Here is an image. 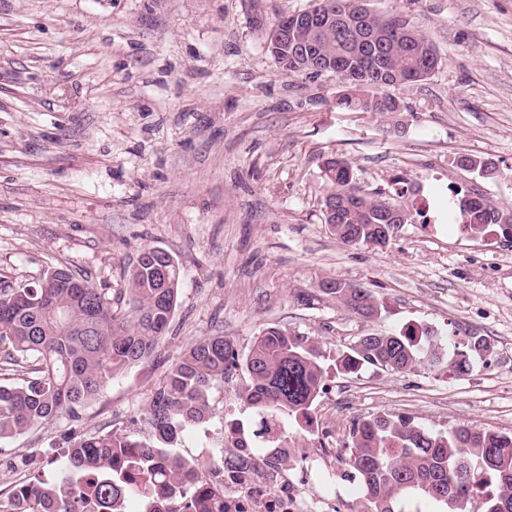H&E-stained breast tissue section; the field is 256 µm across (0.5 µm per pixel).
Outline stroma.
<instances>
[{
  "label": "stroma",
  "instance_id": "1",
  "mask_svg": "<svg viewBox=\"0 0 512 512\" xmlns=\"http://www.w3.org/2000/svg\"><path fill=\"white\" fill-rule=\"evenodd\" d=\"M311 0H0V279L28 283L51 268L123 288L146 248L180 268L178 306L154 354L116 376L78 417L0 442V494L52 480L59 451L95 434L151 436L149 403L194 343L221 336L246 354L277 324L329 357L360 337L431 327L481 336L491 349L469 374L374 366L328 371L313 424L285 421L303 458L280 479L324 512H364L347 465L358 422L405 415L431 431L459 425L512 434V243L470 237L450 186L512 205V0H367L433 44L427 80L392 88L401 109L347 112L332 73L284 75L262 20ZM491 160L484 179L459 157ZM356 185L421 216L383 248L347 246L323 217L328 158ZM368 290L364 320L321 290ZM234 375L177 453L208 471L235 459L225 429L253 426Z\"/></svg>",
  "mask_w": 512,
  "mask_h": 512
}]
</instances>
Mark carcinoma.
<instances>
[{"instance_id":"carcinoma-1","label":"carcinoma","mask_w":512,"mask_h":512,"mask_svg":"<svg viewBox=\"0 0 512 512\" xmlns=\"http://www.w3.org/2000/svg\"><path fill=\"white\" fill-rule=\"evenodd\" d=\"M332 15L325 27L298 26L292 40L272 54L281 71L308 74L295 59L305 48L330 60L332 73H350L336 94L339 109L388 114L400 110L389 90L426 80L438 68L433 46L397 15H378L362 0H313ZM329 198H346L339 217L324 218L347 245L385 247L394 228L386 217L395 209L400 223L414 215L379 195L353 186L350 164L325 163ZM452 205L467 231L489 230L512 241V208L489 201L473 188H450ZM180 270L173 257L163 263L146 248L131 270L128 287L115 294L94 287L67 268L46 271L25 284L0 282V364L29 365L27 376L0 382V441L62 415L76 418L112 378L149 358L166 334L178 301ZM355 315L378 317L371 293L341 281L323 282ZM481 336L457 342L452 354L441 337L423 328L373 334L333 359L336 372L352 373L365 364L397 373L445 365L466 374L480 351ZM246 374L242 395L258 416L259 429L227 424L235 448L252 436L266 448H284L280 418L313 423L312 408L323 390L320 349L288 328L273 325L255 337L244 356L222 336L192 345L154 392L149 404L153 441L128 435H93L63 451L64 466L53 482L39 478L0 498V512H224L222 488L197 480L196 464L173 451L186 428L203 423L210 392L232 373ZM347 465L359 479L366 512H403L402 498L416 496L441 512H512V435L460 425L435 433L408 416L378 415L350 432Z\"/></svg>"}]
</instances>
